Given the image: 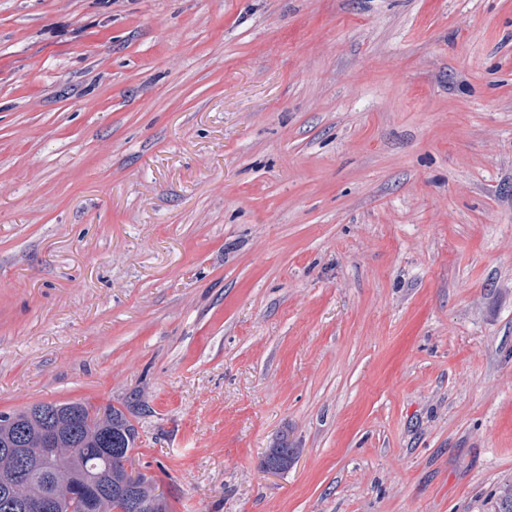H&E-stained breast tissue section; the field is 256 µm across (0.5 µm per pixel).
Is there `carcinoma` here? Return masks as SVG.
Instances as JSON below:
<instances>
[{"label":"carcinoma","instance_id":"1","mask_svg":"<svg viewBox=\"0 0 512 512\" xmlns=\"http://www.w3.org/2000/svg\"><path fill=\"white\" fill-rule=\"evenodd\" d=\"M53 407L56 438L50 448L39 442L31 409L0 414V512H15L4 501L7 495L15 500L64 496L69 512H84L79 489L104 470L112 492L101 500V512H168L152 481L127 471L136 430L121 409L84 402Z\"/></svg>","mask_w":512,"mask_h":512}]
</instances>
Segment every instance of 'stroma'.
Masks as SVG:
<instances>
[{
  "instance_id": "stroma-1",
  "label": "stroma",
  "mask_w": 512,
  "mask_h": 512,
  "mask_svg": "<svg viewBox=\"0 0 512 512\" xmlns=\"http://www.w3.org/2000/svg\"><path fill=\"white\" fill-rule=\"evenodd\" d=\"M74 401L171 512H499L512 0H0V413Z\"/></svg>"
}]
</instances>
